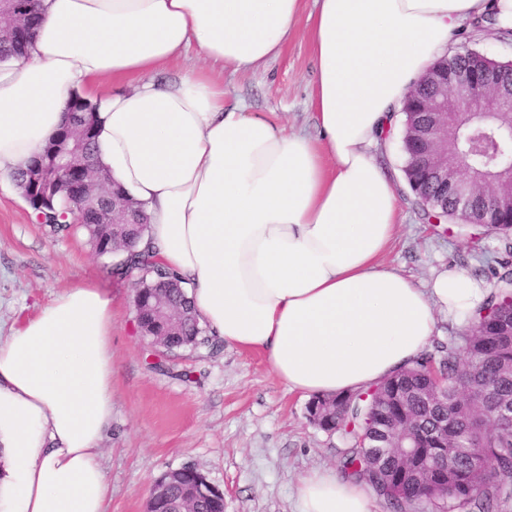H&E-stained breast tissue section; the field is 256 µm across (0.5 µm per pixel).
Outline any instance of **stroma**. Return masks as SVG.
<instances>
[{
    "instance_id": "stroma-1",
    "label": "stroma",
    "mask_w": 512,
    "mask_h": 512,
    "mask_svg": "<svg viewBox=\"0 0 512 512\" xmlns=\"http://www.w3.org/2000/svg\"><path fill=\"white\" fill-rule=\"evenodd\" d=\"M207 68L227 106L271 112L287 130L314 132L315 79L308 38L296 34L263 68L206 65L197 50L172 61L167 76ZM391 172L400 226L383 257L416 284L442 266L487 277L496 241L453 223L424 220L404 173L400 138L377 153ZM82 231L52 234L37 223L19 190H0V343L69 288L93 283L112 297V425L100 463L112 489L107 512H143L155 480L192 466L224 494V512H296L300 477L340 468L341 442L307 418L308 399L288 391L264 355L204 332L203 343L172 352L137 329L132 277L112 274Z\"/></svg>"
}]
</instances>
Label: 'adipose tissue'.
I'll use <instances>...</instances> for the list:
<instances>
[{
  "label": "adipose tissue",
  "mask_w": 512,
  "mask_h": 512,
  "mask_svg": "<svg viewBox=\"0 0 512 512\" xmlns=\"http://www.w3.org/2000/svg\"><path fill=\"white\" fill-rule=\"evenodd\" d=\"M42 0L27 53L0 63V190L64 123L75 92L101 101L97 154L144 203L145 242L186 282L202 324L262 350L308 397L376 385L428 346L439 317L467 326L490 294L457 267L417 286L382 258L397 231L374 151L414 82L485 0ZM306 25L316 134L228 110L190 49L257 69ZM139 76L124 91L103 81ZM112 298L68 289L0 343V512H106L98 443L112 423ZM298 512H375L366 483L319 469Z\"/></svg>",
  "instance_id": "1"
}]
</instances>
